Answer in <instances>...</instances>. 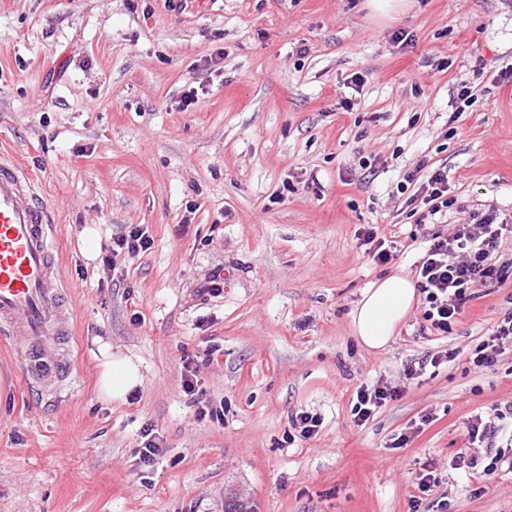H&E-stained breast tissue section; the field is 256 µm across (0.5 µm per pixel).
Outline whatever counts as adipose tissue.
Wrapping results in <instances>:
<instances>
[{"label":"adipose tissue","mask_w":512,"mask_h":512,"mask_svg":"<svg viewBox=\"0 0 512 512\" xmlns=\"http://www.w3.org/2000/svg\"><path fill=\"white\" fill-rule=\"evenodd\" d=\"M416 290L404 274L395 273L370 284L352 313V327L367 349L385 348L409 314ZM98 393L108 402H122L142 383L139 364L131 357L113 352L112 345L96 339Z\"/></svg>","instance_id":"ef3b65f1"}]
</instances>
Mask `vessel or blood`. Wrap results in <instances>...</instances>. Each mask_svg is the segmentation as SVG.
Masks as SVG:
<instances>
[{
  "mask_svg": "<svg viewBox=\"0 0 512 512\" xmlns=\"http://www.w3.org/2000/svg\"><path fill=\"white\" fill-rule=\"evenodd\" d=\"M53 234L37 181L0 154V337H23L29 371L49 393L69 374L55 342L65 306Z\"/></svg>",
  "mask_w": 512,
  "mask_h": 512,
  "instance_id": "vessel-or-blood-1",
  "label": "vessel or blood"
}]
</instances>
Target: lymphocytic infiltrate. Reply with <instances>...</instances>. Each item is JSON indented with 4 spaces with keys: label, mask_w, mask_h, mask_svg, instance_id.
<instances>
[{
    "label": "lymphocytic infiltrate",
    "mask_w": 512,
    "mask_h": 512,
    "mask_svg": "<svg viewBox=\"0 0 512 512\" xmlns=\"http://www.w3.org/2000/svg\"><path fill=\"white\" fill-rule=\"evenodd\" d=\"M397 191L408 194L410 202L421 207L420 218L424 221L446 215L457 203L450 193L448 171L443 167L434 168L422 177L413 171L405 173ZM511 227L491 207L470 213L467 221L452 225L448 233L435 232L426 237L425 247L414 267L417 289L422 297V317L437 335L451 333L474 289L498 283L511 271L496 260L503 233ZM508 344L512 345V312L505 313L467 362L477 372L492 368ZM402 395L401 388L381 380L360 385L351 408L354 423L364 424ZM494 415L491 421L475 415L466 423L467 444L489 439L497 443L494 451L485 456L471 455L464 459V466L479 479L491 478L501 471L512 472V399L496 403Z\"/></svg>",
    "instance_id": "f902f5d3"
}]
</instances>
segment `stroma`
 Returning <instances> with one entry per match:
<instances>
[{
  "label": "stroma",
  "mask_w": 512,
  "mask_h": 512,
  "mask_svg": "<svg viewBox=\"0 0 512 512\" xmlns=\"http://www.w3.org/2000/svg\"><path fill=\"white\" fill-rule=\"evenodd\" d=\"M363 3L0 0V148L51 210L71 362L50 394L19 342L0 346V512H224L232 493L257 512H512V473L480 487L448 466L468 417L512 397L511 347L480 373L464 358L512 312V275L477 289L445 337L417 303L384 349L352 328L370 283L413 274L412 239L491 205L512 218V88L498 83L512 0H415L396 21ZM463 80L476 100L457 117ZM421 164L448 169L447 222L418 223L396 192ZM137 224L148 252L88 258L86 229L105 245ZM367 224L395 260L368 261ZM97 337L140 365L124 402L98 396ZM450 349L460 358L430 365ZM187 355L201 359L198 398L182 388ZM379 379L403 397L355 425L357 386ZM202 399L223 403V422L199 416ZM301 409L323 427L292 443ZM147 428L165 443L150 467ZM426 468L438 482L422 493Z\"/></svg>",
  "instance_id": "35a3bbf8"
}]
</instances>
